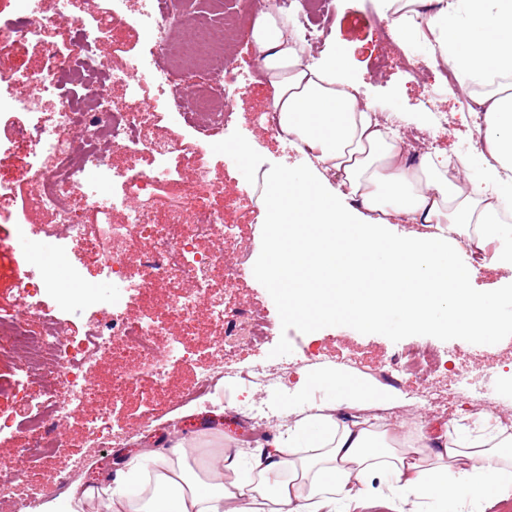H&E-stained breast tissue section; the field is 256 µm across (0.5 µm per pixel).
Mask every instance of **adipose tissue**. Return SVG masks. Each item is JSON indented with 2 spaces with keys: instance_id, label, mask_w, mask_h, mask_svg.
<instances>
[{
  "instance_id": "obj_1",
  "label": "adipose tissue",
  "mask_w": 512,
  "mask_h": 512,
  "mask_svg": "<svg viewBox=\"0 0 512 512\" xmlns=\"http://www.w3.org/2000/svg\"><path fill=\"white\" fill-rule=\"evenodd\" d=\"M391 39L449 67L463 87L481 85L484 174L471 179L460 158L411 155L384 115L361 104L335 66L319 68L268 11L250 40L271 89L282 133L314 155L308 169L268 177L262 197L269 228L264 272L304 322L355 313L364 325L496 341L512 328V291L471 288L455 257L489 252L490 268L512 276V0H378ZM339 179L356 207L336 199ZM425 227L386 237L387 218ZM360 263L364 285L327 299L289 269L336 277V255ZM284 414L285 430L251 456L201 450L176 436L127 459L105 478L46 496L34 512H485L512 498V425L479 413L473 429L438 435L392 421L397 401L349 385L313 400L309 386ZM378 411L345 423L344 410Z\"/></svg>"
}]
</instances>
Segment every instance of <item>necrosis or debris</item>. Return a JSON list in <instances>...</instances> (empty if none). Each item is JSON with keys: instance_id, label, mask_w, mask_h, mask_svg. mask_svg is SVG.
I'll use <instances>...</instances> for the list:
<instances>
[{"instance_id": "obj_1", "label": "necrosis or debris", "mask_w": 512, "mask_h": 512, "mask_svg": "<svg viewBox=\"0 0 512 512\" xmlns=\"http://www.w3.org/2000/svg\"><path fill=\"white\" fill-rule=\"evenodd\" d=\"M38 0H14L17 27L8 42L0 41V112L14 108L13 87L27 90L30 109H39L44 94L55 100L50 123H36L33 129L17 128L10 146L0 145V169L18 150L32 153L36 161L17 179L18 190L6 192L0 178V208L23 197L25 210L55 215L44 236L28 240V248L42 255L43 262L33 292L52 295L59 310H96L81 339L68 334L64 321L41 315L37 306L21 301L14 313L0 317V335L6 337L27 372H41L48 381L43 401L21 421L0 418V438L24 436L28 448L18 457L0 462V498L15 500L23 512L26 499L41 488L31 462L49 458L62 447L63 434L74 410H81L101 448L122 446L124 437L113 431L111 411L127 388L139 378H147L150 389H163L168 364L186 357L181 345L185 333L195 328L196 312L206 308L215 329L213 343L223 346L225 337L245 331L251 342H261L270 333L263 316L250 313L228 323L224 320V291L213 287L214 268L224 277L245 276L247 261L224 254L229 228L222 210L207 199L224 193L222 183L209 178L204 157L212 148L210 133L233 123L227 99L248 78L231 62L212 65L216 43L224 35L207 17L191 21V35L177 40L172 36L177 20L174 0H137L135 15H128V0H99L101 17L122 25L133 21L152 43L150 62L136 61L121 68H107L95 57L97 36L72 15L73 0H57L54 14H43ZM255 9L270 10L289 17L293 42L300 47L321 41L333 12V0H314L307 11L295 10L292 0H256ZM64 23L75 27L78 37L64 44L47 42L46 56L53 69L21 71L6 64L5 55H17L42 30ZM200 65L208 78L209 91L199 94L195 86H184L176 62ZM150 81L163 91L157 101H132L118 111L106 100L110 84L136 86ZM200 100V108L182 114L194 135L192 139L155 138L150 131L177 111L180 99ZM144 153L153 166L120 178L105 155L112 152ZM173 192L169 216L156 223L147 203L153 197ZM123 212L124 223L112 221L113 212ZM148 239L142 251L136 244ZM92 255L99 267L97 282H89L76 268H64L66 248L71 243ZM177 279L179 292L160 309L144 308L137 320L125 316L130 295L145 296L158 283ZM168 337L167 345H157V337ZM105 353L126 356L125 366L112 374L108 390H101L88 368ZM26 486L27 497L16 496L18 486Z\"/></svg>"}]
</instances>
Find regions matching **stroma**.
Segmentation results:
<instances>
[{"mask_svg":"<svg viewBox=\"0 0 512 512\" xmlns=\"http://www.w3.org/2000/svg\"><path fill=\"white\" fill-rule=\"evenodd\" d=\"M333 15L324 40L311 48L308 59L320 64L335 58L359 87L361 99L377 111L416 114L429 113L431 127L422 129L420 147L437 146L475 153L474 139L468 135L475 124L468 99L458 84L448 82L442 68L426 66L424 72L410 69L409 58L388 34L387 23L378 14L376 0H335ZM87 28L95 31L99 54L110 66L119 68L131 59L151 60V45L134 24L114 27L99 22L88 9L79 12ZM270 94L264 78L231 96L229 109L234 112V135L241 147L237 155L224 151L209 153L206 163L214 179L224 185L223 198L214 207L223 209L225 223L233 233L226 238L227 252H247L252 274L246 279L224 283L223 269L213 272V285L224 290V317L255 312L271 325V334L260 345L237 347L226 357L225 378L207 401L185 403L181 395L195 383L198 372L211 358L212 327L206 310L197 314L195 334L186 336L189 355L171 365L167 384L154 396L133 388L112 409V420L119 427L141 421V433L123 448H98L94 437L80 424L73 423L64 436L60 456L43 464L39 480L44 494L55 491L59 474L76 467L78 480L89 482L122 466L124 460L147 445L165 441L170 432L188 439L203 437L197 428L200 418L222 411L224 418L238 413L240 402L253 398L252 390L239 385L236 370L258 364L270 366L276 380L259 395L268 409L286 411L295 402L297 386L316 383L319 375L335 371L339 381L370 391H380L403 399L395 416L412 418L421 412L428 431H443L445 423L472 425L476 409L490 406L500 418L512 420V331L505 332L493 345L473 338H450L415 332L396 335L385 326L363 327L355 316L302 324L290 314L288 299L257 271L265 258L267 226L260 201L243 194L247 181L266 177L284 168H303L309 159L302 149L290 144L264 125L262 117L270 109ZM39 270L31 253L0 254V313L13 312L23 290L37 277ZM430 348L441 354L445 369L430 380L444 403L442 410H417L414 393L420 378L414 372H400L391 365L408 352ZM480 367L483 379L460 386L453 373L460 368Z\"/></svg>","mask_w":512,"mask_h":512,"instance_id":"1","label":"stroma"}]
</instances>
